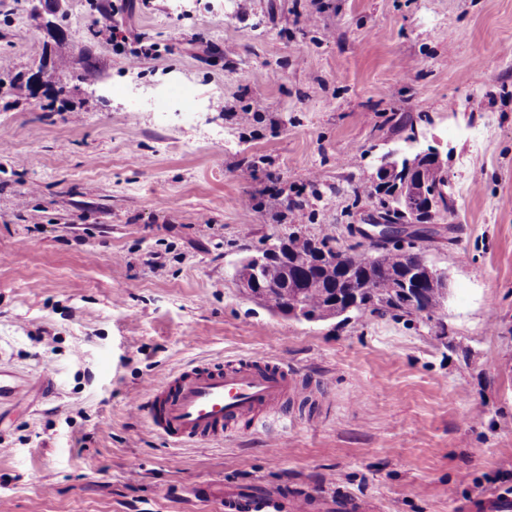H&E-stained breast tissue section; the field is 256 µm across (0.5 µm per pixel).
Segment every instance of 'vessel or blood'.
Listing matches in <instances>:
<instances>
[{
  "instance_id": "obj_1",
  "label": "vessel or blood",
  "mask_w": 512,
  "mask_h": 512,
  "mask_svg": "<svg viewBox=\"0 0 512 512\" xmlns=\"http://www.w3.org/2000/svg\"><path fill=\"white\" fill-rule=\"evenodd\" d=\"M298 373L287 362L253 356L223 362L196 361L170 372L152 385L137 409L152 432L167 445L219 444L241 433H258L282 420V408L297 389ZM42 397L56 391L52 365L36 377L0 368V410L29 390ZM196 501L219 504L223 512H360L351 497L327 500L287 485L257 482L237 485L212 481L192 487Z\"/></svg>"
}]
</instances>
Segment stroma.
<instances>
[{
  "mask_svg": "<svg viewBox=\"0 0 512 512\" xmlns=\"http://www.w3.org/2000/svg\"><path fill=\"white\" fill-rule=\"evenodd\" d=\"M1 58L0 364H52L57 393L0 417V512H220L185 492L220 476L365 512L512 495V0H0ZM41 69L38 95L11 86ZM132 81L197 108L128 111ZM431 146L454 198L420 243L443 315L306 322L243 293L238 262L291 231L357 244L381 158ZM249 354L312 400L275 440L172 450L132 410Z\"/></svg>",
  "mask_w": 512,
  "mask_h": 512,
  "instance_id": "stroma-1",
  "label": "stroma"
}]
</instances>
